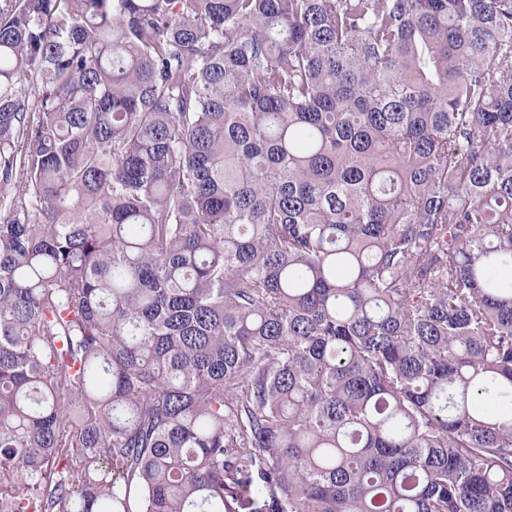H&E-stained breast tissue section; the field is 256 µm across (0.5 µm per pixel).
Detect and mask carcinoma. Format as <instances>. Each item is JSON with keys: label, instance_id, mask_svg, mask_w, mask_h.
Instances as JSON below:
<instances>
[{"label": "carcinoma", "instance_id": "carcinoma-1", "mask_svg": "<svg viewBox=\"0 0 512 512\" xmlns=\"http://www.w3.org/2000/svg\"><path fill=\"white\" fill-rule=\"evenodd\" d=\"M512 512V0H0V512Z\"/></svg>", "mask_w": 512, "mask_h": 512}]
</instances>
